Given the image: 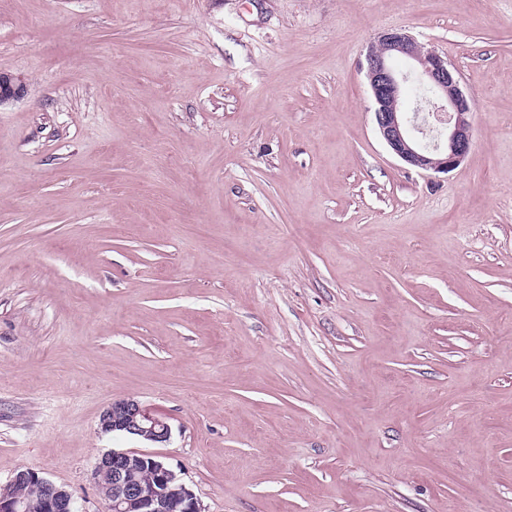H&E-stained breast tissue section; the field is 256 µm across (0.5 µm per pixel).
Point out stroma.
I'll return each mask as SVG.
<instances>
[{
	"mask_svg": "<svg viewBox=\"0 0 512 512\" xmlns=\"http://www.w3.org/2000/svg\"><path fill=\"white\" fill-rule=\"evenodd\" d=\"M394 28L473 100L451 172L378 134ZM0 73V487L104 512L118 449L205 512H512V0H0ZM102 431L135 436L153 443H164L170 438L169 424L150 413L133 399L112 402L100 415ZM22 483L26 485H18ZM29 485L34 486L40 494V512L77 511L73 496L68 490L34 471L21 470L7 485L0 488V512L32 511L25 497L35 503L37 495L35 489ZM12 488L15 493L11 491Z\"/></svg>",
	"mask_w": 512,
	"mask_h": 512,
	"instance_id": "35a3bbf8",
	"label": "stroma"
}]
</instances>
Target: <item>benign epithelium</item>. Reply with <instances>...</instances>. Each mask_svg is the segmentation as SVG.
I'll return each instance as SVG.
<instances>
[{
  "instance_id": "1",
  "label": "benign epithelium",
  "mask_w": 512,
  "mask_h": 512,
  "mask_svg": "<svg viewBox=\"0 0 512 512\" xmlns=\"http://www.w3.org/2000/svg\"><path fill=\"white\" fill-rule=\"evenodd\" d=\"M385 50H370L366 55V76L374 103V119L381 138L405 164L435 173L455 170L471 148L469 115L472 100L460 87L457 70L434 50L418 52L419 42L402 30H387L377 40ZM396 57L409 59L413 67L406 73L391 65ZM418 77L439 101V139L433 147L422 144L415 122L404 111L402 91L410 76ZM26 85L0 73V103L22 98ZM102 431L135 436L153 443L169 440L171 429L160 416L150 413L133 399L112 402L100 415ZM147 469L148 481L134 478V472ZM112 480V495L106 512H203L195 493L164 461L155 456L121 450L103 454L96 462L91 478L97 484L103 474ZM28 484L40 494V512H76L72 494L38 473L23 470L0 488V512H31L29 502L12 492L18 484Z\"/></svg>"
}]
</instances>
